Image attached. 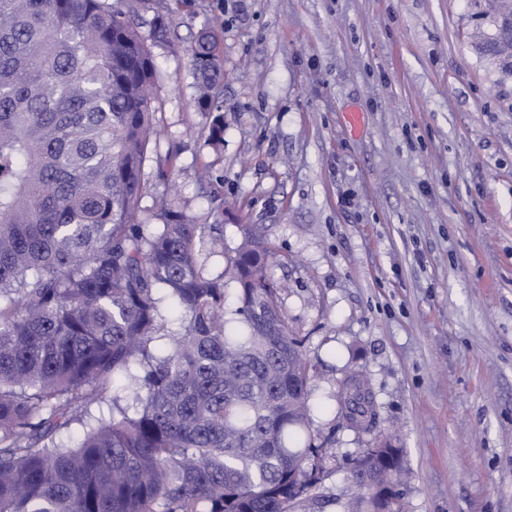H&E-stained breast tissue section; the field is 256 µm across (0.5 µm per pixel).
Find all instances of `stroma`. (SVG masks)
Here are the masks:
<instances>
[{
  "label": "stroma",
  "instance_id": "stroma-1",
  "mask_svg": "<svg viewBox=\"0 0 512 512\" xmlns=\"http://www.w3.org/2000/svg\"><path fill=\"white\" fill-rule=\"evenodd\" d=\"M156 196L224 247L258 224L270 273L315 364L322 512L355 494L345 462L374 439L338 426L335 382L363 369L395 430L404 512H512V80L473 51L470 0H192L175 7ZM224 59V146L205 142L188 48Z\"/></svg>",
  "mask_w": 512,
  "mask_h": 512
}]
</instances>
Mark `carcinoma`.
Here are the masks:
<instances>
[{
	"mask_svg": "<svg viewBox=\"0 0 512 512\" xmlns=\"http://www.w3.org/2000/svg\"><path fill=\"white\" fill-rule=\"evenodd\" d=\"M163 2L0 0V512L319 505L316 371L269 275L274 245L241 224L213 274L224 211L196 224L162 200L157 223L138 221L160 136ZM471 2L472 47L511 79L512 0ZM148 12L145 35L131 16ZM191 74L218 148L224 62L210 27ZM336 402L339 424H375L361 373ZM368 453L348 460L352 485L399 487L403 459L373 472Z\"/></svg>",
	"mask_w": 512,
	"mask_h": 512,
	"instance_id": "cac0c4a2",
	"label": "carcinoma"
}]
</instances>
